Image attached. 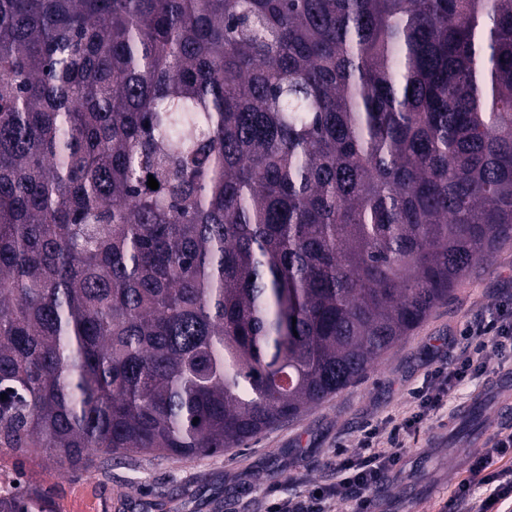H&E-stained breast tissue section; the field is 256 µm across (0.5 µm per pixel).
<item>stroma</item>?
<instances>
[{
	"mask_svg": "<svg viewBox=\"0 0 512 512\" xmlns=\"http://www.w3.org/2000/svg\"><path fill=\"white\" fill-rule=\"evenodd\" d=\"M512 294V241L456 288L447 304L342 393L246 446L179 461L112 460L107 471H72L0 451V473L49 492L55 512H265L277 498L304 494L336 476L338 456L359 452L363 430L389 427L417 409L416 394L440 388L441 367L459 352V332ZM512 357L451 392L403 435L401 471L376 492L379 512H439L475 455V442L500 430L496 377Z\"/></svg>",
	"mask_w": 512,
	"mask_h": 512,
	"instance_id": "stroma-1",
	"label": "stroma"
}]
</instances>
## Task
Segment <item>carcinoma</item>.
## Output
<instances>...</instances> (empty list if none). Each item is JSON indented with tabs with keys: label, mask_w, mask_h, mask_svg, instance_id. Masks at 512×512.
I'll use <instances>...</instances> for the list:
<instances>
[{
	"label": "carcinoma",
	"mask_w": 512,
	"mask_h": 512,
	"mask_svg": "<svg viewBox=\"0 0 512 512\" xmlns=\"http://www.w3.org/2000/svg\"><path fill=\"white\" fill-rule=\"evenodd\" d=\"M511 240L512 0H0V450L238 448Z\"/></svg>",
	"instance_id": "1"
}]
</instances>
